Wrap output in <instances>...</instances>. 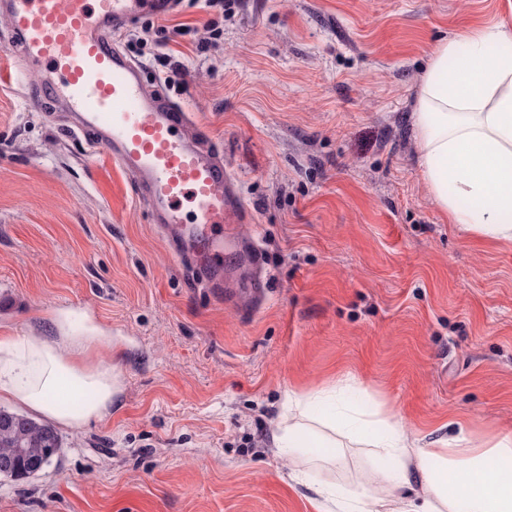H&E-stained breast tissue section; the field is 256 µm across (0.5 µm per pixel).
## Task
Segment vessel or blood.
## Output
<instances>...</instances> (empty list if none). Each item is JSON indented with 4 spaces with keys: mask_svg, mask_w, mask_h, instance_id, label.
Segmentation results:
<instances>
[{
    "mask_svg": "<svg viewBox=\"0 0 512 512\" xmlns=\"http://www.w3.org/2000/svg\"><path fill=\"white\" fill-rule=\"evenodd\" d=\"M182 0H0L18 71L39 96L62 104L148 197L152 219L174 251L192 252L212 288L224 285V256L255 273L263 256L233 226L246 218L222 150L205 142L194 116L150 88L141 65L114 42L140 20H163ZM189 210H182L181 201Z\"/></svg>",
    "mask_w": 512,
    "mask_h": 512,
    "instance_id": "b4317fda",
    "label": "vessel or blood"
}]
</instances>
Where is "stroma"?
I'll return each mask as SVG.
<instances>
[{"label": "stroma", "mask_w": 512, "mask_h": 512, "mask_svg": "<svg viewBox=\"0 0 512 512\" xmlns=\"http://www.w3.org/2000/svg\"><path fill=\"white\" fill-rule=\"evenodd\" d=\"M224 2L183 0L164 31L144 19L116 41L239 180L236 231L266 259L252 315L190 274L66 112L33 104L34 78L0 85V332L84 310L122 383L109 415L59 430L44 472L0 477V512H321L312 484L373 485L367 447L311 471L278 454L293 391L344 386L418 438L512 431V243L449 223L410 119L435 45L511 21L512 0Z\"/></svg>", "instance_id": "stroma-1"}]
</instances>
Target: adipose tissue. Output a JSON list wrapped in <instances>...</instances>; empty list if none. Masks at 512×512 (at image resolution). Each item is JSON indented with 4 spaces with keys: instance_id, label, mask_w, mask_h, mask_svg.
Returning <instances> with one entry per match:
<instances>
[{
    "instance_id": "ef3b65f1",
    "label": "adipose tissue",
    "mask_w": 512,
    "mask_h": 512,
    "mask_svg": "<svg viewBox=\"0 0 512 512\" xmlns=\"http://www.w3.org/2000/svg\"><path fill=\"white\" fill-rule=\"evenodd\" d=\"M418 170L451 223L512 243V23L441 41L417 81L411 114ZM120 391L112 338L79 309H59L50 329L0 335V401L65 429L111 412ZM299 418L276 448L339 464L335 433L375 450L378 485L406 489L383 512H512V432L458 431L420 446L396 415L363 419L334 390L295 393Z\"/></svg>"
}]
</instances>
